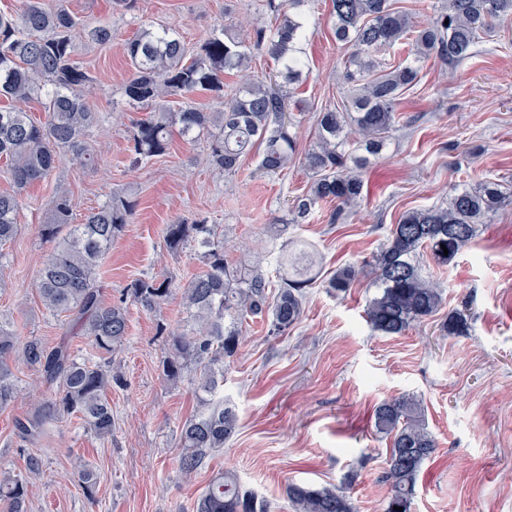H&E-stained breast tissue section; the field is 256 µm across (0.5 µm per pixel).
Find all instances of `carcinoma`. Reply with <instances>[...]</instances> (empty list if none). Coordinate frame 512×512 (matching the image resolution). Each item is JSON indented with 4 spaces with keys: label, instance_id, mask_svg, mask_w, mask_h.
Segmentation results:
<instances>
[{
    "label": "carcinoma",
    "instance_id": "carcinoma-1",
    "mask_svg": "<svg viewBox=\"0 0 512 512\" xmlns=\"http://www.w3.org/2000/svg\"><path fill=\"white\" fill-rule=\"evenodd\" d=\"M306 2L267 0L275 25L271 38L260 27L222 29L195 53L166 32L146 28L129 39L125 53L132 73L125 94L129 102L146 111L132 137L130 151L135 158L166 154L175 132L186 136L215 128L218 134L212 135L210 155L224 171H236L256 146L260 170L274 175L287 170L297 144L292 123L286 122L287 103L305 67L299 44L304 37ZM330 16L336 41L349 50L346 79L359 82L360 87L353 111L320 113L314 145L305 154V166L314 182L296 197L291 219L270 225L277 235L327 203L335 204L329 223L339 221L364 187L360 170L367 159L346 150L350 136L359 135L364 151L379 155L399 119L401 97L419 82V63L434 56L453 69L470 58L482 31L512 20V0H447L432 23L417 30L410 60L385 69L377 53L408 40L414 27L408 12L393 0H330ZM76 27L77 21L66 9L50 7L45 0H25L17 15L0 12V98L27 101L42 96L46 114L45 121L37 124L22 110H0V159H5L15 187L11 194H0V245L18 232L19 197L30 184L46 177L63 153L86 159L83 139L95 122V113L85 100L90 78L73 61ZM249 44L265 48L290 88L258 78L242 86L222 112L166 109L171 97L196 90H224V75L243 67ZM507 203L509 197L499 184L485 181L456 190L446 207L403 213L370 261L375 274L370 287L376 292L368 301L366 316L372 330L399 336L413 323L432 317L443 303L442 286L422 275L421 252L428 251L441 267L450 265L475 238L479 221ZM134 210L132 202L114 197L75 224L71 199L60 195L49 219L37 226L40 239L53 244L41 261L39 298L46 309L64 317L63 335L88 337L100 361L77 357L64 341L51 348L35 336L22 342L11 325L0 323V409L15 400L9 362L16 356L49 391L41 413L15 419V434L24 442H39L47 420L65 414L79 416L101 438L112 435L114 419L106 392L125 385L115 364L128 336V304L152 311L173 295L171 280L141 276L123 288L118 300H102L100 260L131 222ZM164 240L173 252L196 241L203 248L204 270L182 286V299L194 310L196 327L191 333L157 325L163 346L161 372L172 383L192 373L201 389L212 393L218 378L224 376V361L233 359L243 342L238 321L260 317L267 320L271 334L288 333L303 313L305 289L319 274L320 256L309 242L294 241L279 257V286L273 293L271 281L260 269L228 265L226 241L217 240L209 224L178 220L165 226ZM358 275L353 266L339 268L328 287L345 293ZM442 330L461 336L469 327L462 316L451 315ZM203 406L204 411L186 419L180 429L179 467L186 477L224 448L238 426L235 411L224 402ZM373 418L376 431L389 439L382 476L387 485L383 512H396V506L411 512L421 468L435 452V439L421 410L407 398L381 401ZM42 466L41 457L33 453L27 456V477L0 479V512H28V478L40 475ZM356 477L352 472L347 483L336 487L290 483L286 497L295 512H356L350 495ZM195 512H271V504L243 489L225 471L204 488Z\"/></svg>",
    "mask_w": 512,
    "mask_h": 512
}]
</instances>
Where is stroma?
Wrapping results in <instances>:
<instances>
[{"label":"stroma","mask_w":512,"mask_h":512,"mask_svg":"<svg viewBox=\"0 0 512 512\" xmlns=\"http://www.w3.org/2000/svg\"><path fill=\"white\" fill-rule=\"evenodd\" d=\"M79 22L75 60L92 80L88 101L96 122L85 144L96 162L84 165L62 155L46 178L20 199L16 237L0 246V317L20 340L35 336L47 346L61 337L62 320L42 306L37 293L39 261L50 246L36 227L47 220L54 199L69 195L74 223L93 208L122 196L135 214L99 266L104 301L118 299L141 275L183 285L202 269L195 243L170 252L164 228L180 219L216 225L237 247L232 266L260 263L274 274L280 241L267 232L310 185L302 163L268 175L249 154L235 173L215 166L205 140L174 136L168 153L134 162V123L144 110L129 103L127 39L143 27L177 32L197 51L213 32L249 21L268 27L265 0H50ZM303 49L309 76L300 89L298 153L309 148L319 112L341 108L350 85L343 74L348 51L337 43L329 0H309ZM110 26L112 39L92 41L88 32ZM456 69L438 59L420 66V82L398 107L401 121L380 158L371 159L364 193L347 220L328 223L321 209L288 228L289 238L314 244L322 258L320 278L307 288L303 314L284 336L266 322L246 321L244 341L217 392L235 409L239 427L212 459L191 477L179 470V426L201 409L190 378L172 384L160 371L157 324L185 329L189 314L180 297L160 309L129 310L121 355L123 388L107 398L115 426L102 439L65 416L38 443L23 447L13 431L16 417L32 412L46 391L19 360L11 364L16 399L0 409V477L25 475V452L41 456L43 472L29 485L30 512H193L214 475L235 473L241 486L268 500L273 512H293L288 482L339 484L350 470L357 512H382V480L388 441L376 434L373 411L382 400L418 401L436 449L425 461L411 512H512V205L479 225L475 239L447 267L423 257L424 274L444 284V302L430 320L403 335L373 332L364 309L373 295L362 265L410 209L444 206L454 187L480 181L512 191V21L498 25ZM246 68L224 78L222 92L199 91L175 98L174 108L222 111L246 80L275 74L264 51L248 48ZM361 267L360 283L345 293L329 290L337 268ZM467 315L470 331L444 336L449 313ZM96 473L94 494L84 493L78 462Z\"/></svg>","instance_id":"obj_1"}]
</instances>
